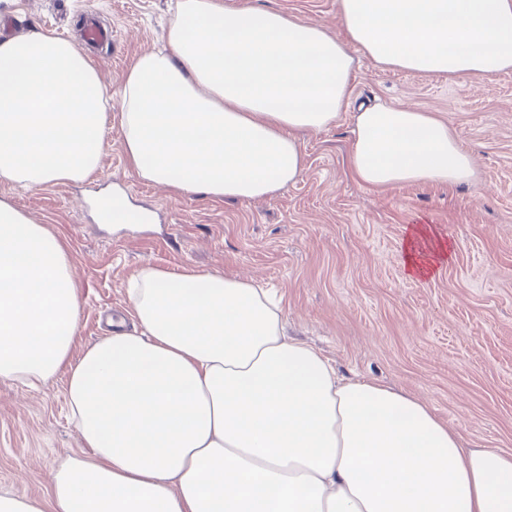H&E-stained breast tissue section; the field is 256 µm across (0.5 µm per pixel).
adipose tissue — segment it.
<instances>
[{
	"label": "adipose tissue",
	"instance_id": "adipose-tissue-1",
	"mask_svg": "<svg viewBox=\"0 0 512 512\" xmlns=\"http://www.w3.org/2000/svg\"><path fill=\"white\" fill-rule=\"evenodd\" d=\"M343 34L243 0H175L163 48L111 94L58 35L0 41V183L44 188L100 163L111 101L143 182L247 200L301 178L303 134L335 126L355 54L385 69L478 81L512 70V0H337ZM356 181L469 183L448 122L376 103L353 114ZM452 246L428 224L400 246L434 276ZM128 297L138 328L76 351L80 290L63 237L0 198V379L67 376L85 452L40 498L0 512H512V452L464 447L420 399L339 375L284 336L253 281L145 267Z\"/></svg>",
	"mask_w": 512,
	"mask_h": 512
}]
</instances>
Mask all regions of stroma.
I'll use <instances>...</instances> for the list:
<instances>
[{
    "instance_id": "1",
    "label": "stroma",
    "mask_w": 512,
    "mask_h": 512,
    "mask_svg": "<svg viewBox=\"0 0 512 512\" xmlns=\"http://www.w3.org/2000/svg\"><path fill=\"white\" fill-rule=\"evenodd\" d=\"M341 29L336 0H254ZM171 0H0L13 36L52 32L86 46L102 84L119 92L138 54L162 43ZM111 30L85 42V24ZM349 110L304 135L306 168L253 200L173 197L125 162L119 110L107 116L90 177L0 197L69 244L80 287L81 344L103 338L102 310L128 307L127 282L154 266L236 275L271 288L290 337L319 349L346 376L428 403L474 448L512 451V71L469 83L444 74L355 67ZM391 103L431 112L471 152L475 182L370 190L347 167L352 108ZM124 190L148 224H106L91 203ZM429 224L454 245L431 279L407 275L400 244ZM83 445L69 419L66 376L31 389L0 379V493L42 495Z\"/></svg>"
}]
</instances>
